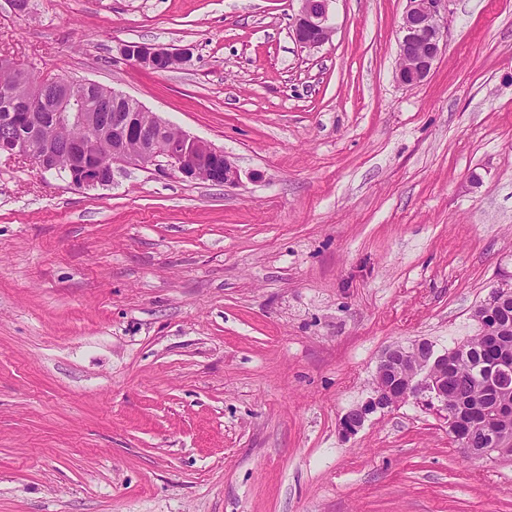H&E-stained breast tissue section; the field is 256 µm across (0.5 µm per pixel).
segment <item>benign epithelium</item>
<instances>
[{"label": "benign epithelium", "mask_w": 512, "mask_h": 512, "mask_svg": "<svg viewBox=\"0 0 512 512\" xmlns=\"http://www.w3.org/2000/svg\"><path fill=\"white\" fill-rule=\"evenodd\" d=\"M293 22V38L300 47L314 49L329 41L328 24L331 0H300ZM448 0H407L398 28V66L396 80L405 86L422 83L430 75L447 46ZM121 55L151 70H166L189 64L192 48H173L163 44L129 42ZM0 68L18 74L13 97L25 105L21 113L24 128L18 135L0 136V155L30 159L45 171L71 174L69 183L77 188L107 186L117 165L133 164L144 169H169L184 180L212 181L216 165H221L222 184H236L240 172L234 162L212 145L182 131L168 135L170 125L135 100L93 82H73L58 74L42 77L34 87L25 82V67L15 59L0 56ZM96 88L105 93L106 106L112 107L109 122L88 104L84 90ZM51 94L55 128L81 129L85 137L67 154L59 143L44 132L40 102ZM512 303V283L491 290L473 311L484 336L497 335V314ZM450 354L428 340H414L385 349L378 361L372 396L351 409L339 423V432L350 438L363 428L368 416L409 400H421L434 409L448 426V434L468 457H482L481 450L470 448L460 432V414L448 404Z\"/></svg>", "instance_id": "7a95c632"}]
</instances>
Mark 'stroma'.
I'll use <instances>...</instances> for the list:
<instances>
[{"mask_svg": "<svg viewBox=\"0 0 512 512\" xmlns=\"http://www.w3.org/2000/svg\"><path fill=\"white\" fill-rule=\"evenodd\" d=\"M0 0V54L129 95L235 185L0 157V512H512L410 400L343 438L390 345L450 348L512 279V0H450L428 79L406 0ZM128 42L191 46L154 72ZM301 7L293 22V38L301 48L314 49L329 41L332 29L328 24L331 0H300ZM398 28L396 80L405 86L422 83L447 46L448 1L406 0Z\"/></svg>", "mask_w": 512, "mask_h": 512, "instance_id": "35a3bbf8", "label": "stroma"}]
</instances>
